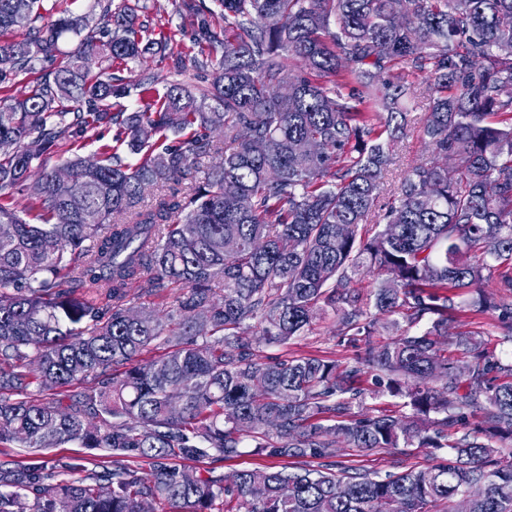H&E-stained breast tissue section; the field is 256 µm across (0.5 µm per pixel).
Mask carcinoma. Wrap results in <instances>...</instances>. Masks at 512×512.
I'll return each mask as SVG.
<instances>
[{
    "instance_id": "obj_1",
    "label": "carcinoma",
    "mask_w": 512,
    "mask_h": 512,
    "mask_svg": "<svg viewBox=\"0 0 512 512\" xmlns=\"http://www.w3.org/2000/svg\"><path fill=\"white\" fill-rule=\"evenodd\" d=\"M216 6L184 4L198 41L219 45L199 64L209 90L171 82L127 113L110 111L127 93L112 66L166 50L138 36L133 12L104 4L91 28L53 5L58 16L17 41L8 34L41 18L40 0H0L1 82L76 41L25 97L0 100V198L33 169L45 194L34 220L0 204V443L101 448L149 467L65 480L43 461L3 462L0 512H455L473 486L468 512H512V452L498 445L512 441V364L480 329L455 334V356L441 341L457 290L512 343V0ZM420 96L426 112L411 120L402 101ZM410 120L451 164L410 166L382 204ZM110 122L115 145L94 166L74 154L71 181L55 184L45 156ZM221 127L229 150L213 140ZM211 153L220 162L202 166ZM190 170L202 177L176 189ZM88 210L98 223L83 222ZM359 267L381 276L376 288L351 284ZM134 284L182 293L132 319ZM329 313L363 342L355 359L260 353ZM383 320L399 335L379 344ZM156 341L169 353L142 357ZM366 367L410 415L356 411ZM89 382L78 398L60 392ZM338 437L448 459L381 477L333 460ZM250 445L287 463L231 481L178 463ZM305 458L321 463H288Z\"/></svg>"
}]
</instances>
